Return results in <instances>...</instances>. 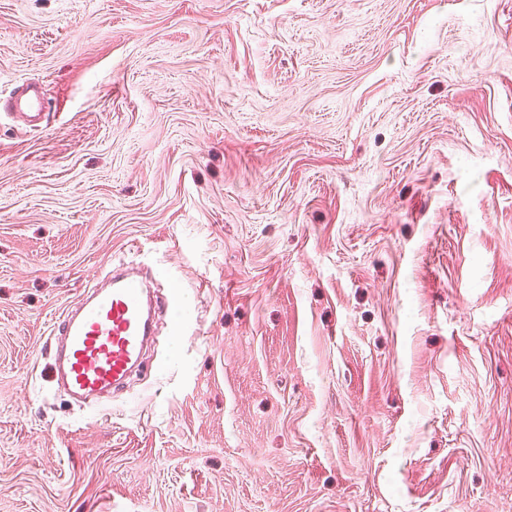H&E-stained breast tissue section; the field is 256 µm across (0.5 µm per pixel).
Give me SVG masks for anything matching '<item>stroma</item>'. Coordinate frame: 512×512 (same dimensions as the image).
I'll list each match as a JSON object with an SVG mask.
<instances>
[{
  "label": "stroma",
  "instance_id": "1",
  "mask_svg": "<svg viewBox=\"0 0 512 512\" xmlns=\"http://www.w3.org/2000/svg\"><path fill=\"white\" fill-rule=\"evenodd\" d=\"M0 512H512V0H0ZM159 269L99 413L51 324ZM44 107L41 89L35 84L23 81L7 98L0 100V111L17 115L32 124L38 123Z\"/></svg>",
  "mask_w": 512,
  "mask_h": 512
}]
</instances>
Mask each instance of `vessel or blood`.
<instances>
[{
  "label": "vessel or blood",
  "mask_w": 512,
  "mask_h": 512,
  "mask_svg": "<svg viewBox=\"0 0 512 512\" xmlns=\"http://www.w3.org/2000/svg\"><path fill=\"white\" fill-rule=\"evenodd\" d=\"M44 107L41 89L22 83L0 100V111L38 123ZM177 290L151 297L150 285L133 269L108 271L56 321L54 372L76 400L96 404L101 395L124 388L143 363L157 310L182 302Z\"/></svg>",
  "instance_id": "1"
}]
</instances>
